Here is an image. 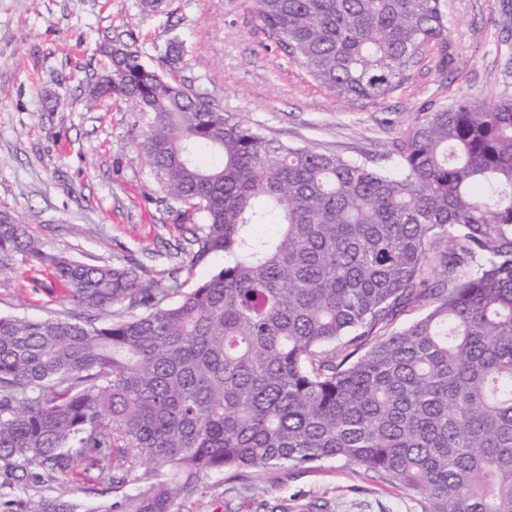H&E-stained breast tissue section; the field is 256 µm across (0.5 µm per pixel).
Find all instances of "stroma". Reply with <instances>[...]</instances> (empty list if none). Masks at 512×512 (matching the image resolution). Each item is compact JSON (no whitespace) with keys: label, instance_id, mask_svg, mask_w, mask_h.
Returning a JSON list of instances; mask_svg holds the SVG:
<instances>
[{"label":"stroma","instance_id":"1","mask_svg":"<svg viewBox=\"0 0 512 512\" xmlns=\"http://www.w3.org/2000/svg\"><path fill=\"white\" fill-rule=\"evenodd\" d=\"M456 36L449 61L430 54L410 79L377 99L337 101L306 69L278 53L255 0H0V211L27 224L43 249L89 264H140L144 278L196 283L224 255L193 260L181 247L189 227L172 223L138 144L148 113L120 98L89 110L88 79L109 66L104 46L132 44L144 64L163 69L170 40L185 55L179 77L209 91L225 112L294 147H312L391 170L394 145L427 113L461 96L512 95V25L502 0H444ZM68 288L49 270L13 259L0 266V315L44 319L70 310ZM262 496L203 479L192 508L210 512H419L405 491L328 462L317 468L246 471ZM93 508L115 500L93 470L62 486Z\"/></svg>","mask_w":512,"mask_h":512}]
</instances>
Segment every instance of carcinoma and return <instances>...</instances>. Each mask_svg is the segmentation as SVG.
<instances>
[{
    "label": "carcinoma",
    "mask_w": 512,
    "mask_h": 512,
    "mask_svg": "<svg viewBox=\"0 0 512 512\" xmlns=\"http://www.w3.org/2000/svg\"><path fill=\"white\" fill-rule=\"evenodd\" d=\"M256 5L339 99L389 94L454 36L442 0ZM182 56L167 43L165 76L113 41L89 108L152 115L163 201L224 266L160 288L0 213V258L51 270L77 310L0 315V512H81L54 488L79 465L135 486L101 512H180L206 477L328 461L420 512H512V96L428 113L378 173L234 120L176 78Z\"/></svg>",
    "instance_id": "1"
}]
</instances>
